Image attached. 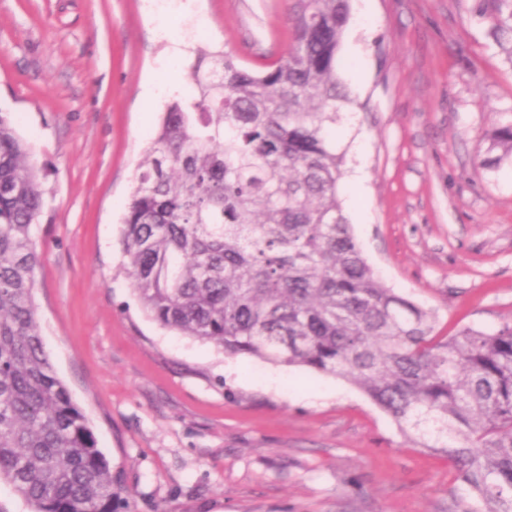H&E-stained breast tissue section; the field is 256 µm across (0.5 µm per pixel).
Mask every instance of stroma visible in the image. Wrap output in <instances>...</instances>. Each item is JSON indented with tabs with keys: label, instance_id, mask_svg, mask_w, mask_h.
<instances>
[{
	"label": "stroma",
	"instance_id": "1",
	"mask_svg": "<svg viewBox=\"0 0 512 512\" xmlns=\"http://www.w3.org/2000/svg\"><path fill=\"white\" fill-rule=\"evenodd\" d=\"M293 0H0V112L41 170L35 294L57 376L87 414L117 512H460L445 458L355 386L230 357L158 326L121 270V218L198 45L253 70L286 53ZM479 0H353L339 75L340 197L366 261L436 333L512 320V38ZM363 166L367 179L349 177ZM491 146L481 163L487 168H495L505 157L512 158V121L502 122L491 134ZM499 149L501 154L493 155V151Z\"/></svg>",
	"mask_w": 512,
	"mask_h": 512
}]
</instances>
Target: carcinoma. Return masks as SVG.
<instances>
[{
  "mask_svg": "<svg viewBox=\"0 0 512 512\" xmlns=\"http://www.w3.org/2000/svg\"><path fill=\"white\" fill-rule=\"evenodd\" d=\"M288 51L265 70L198 48L125 204L122 270L161 327L230 356L342 378L413 447L450 460L461 512H512V322L434 335L435 316L385 287L338 198V75L351 0H294ZM479 15L512 35V0ZM512 158V121L481 163ZM40 175L0 112V481L32 512H115L109 460L56 375L35 301Z\"/></svg>",
  "mask_w": 512,
  "mask_h": 512,
  "instance_id": "1",
  "label": "carcinoma"
}]
</instances>
